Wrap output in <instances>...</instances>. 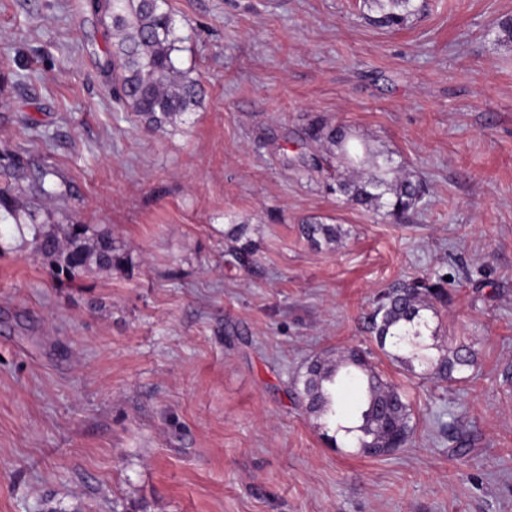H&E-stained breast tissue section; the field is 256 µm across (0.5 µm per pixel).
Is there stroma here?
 <instances>
[{
	"instance_id": "obj_1",
	"label": "stroma",
	"mask_w": 512,
	"mask_h": 512,
	"mask_svg": "<svg viewBox=\"0 0 512 512\" xmlns=\"http://www.w3.org/2000/svg\"><path fill=\"white\" fill-rule=\"evenodd\" d=\"M85 2L0 0V152L60 173L44 229L76 219L126 258L59 280L0 225V512H512V0H424L396 32L359 0H168L204 98L164 132L113 98ZM317 116L426 183L407 223L299 167ZM311 217L335 247L301 236ZM439 275L427 343L477 358L449 382L370 325ZM356 346L413 405L387 456L329 447L294 391ZM340 228L335 224H327L316 218H310L301 224V234L316 247L335 244L340 238ZM244 232V227L240 226L236 228L230 234V240L232 243L227 248L228 255L240 265L249 264L253 260L254 251L248 242L238 245Z\"/></svg>"
}]
</instances>
